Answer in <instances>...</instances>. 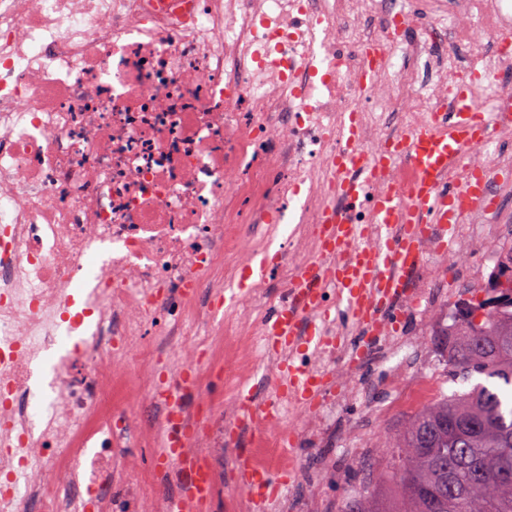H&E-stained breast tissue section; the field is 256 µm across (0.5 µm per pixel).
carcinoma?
Segmentation results:
<instances>
[{"instance_id": "cac0c4a2", "label": "carcinoma", "mask_w": 512, "mask_h": 512, "mask_svg": "<svg viewBox=\"0 0 512 512\" xmlns=\"http://www.w3.org/2000/svg\"><path fill=\"white\" fill-rule=\"evenodd\" d=\"M489 286L512 289V260ZM447 337L448 381H491L454 390L377 444L389 457L402 512H512V309L475 307L440 332ZM342 512H388L367 486Z\"/></svg>"}]
</instances>
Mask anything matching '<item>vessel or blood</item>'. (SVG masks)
Wrapping results in <instances>:
<instances>
[{
  "label": "vessel or blood",
  "mask_w": 512,
  "mask_h": 512,
  "mask_svg": "<svg viewBox=\"0 0 512 512\" xmlns=\"http://www.w3.org/2000/svg\"><path fill=\"white\" fill-rule=\"evenodd\" d=\"M479 72H471L468 80L457 83L448 100L450 111L434 112L429 130L415 135L403 148L415 179L407 191L386 190L366 196L364 188L352 175L353 158L346 157L336 165V188L348 202L366 201L371 222L381 225L383 234L370 240L366 226L351 223L344 210L330 211L326 223L336 245L335 265L310 266L298 288L292 289L294 301L278 309L266 323V344L276 346L299 336L301 313L308 306L319 279L330 281L336 290V308L349 322L372 330L384 316L391 300L397 295L407 273L419 262L422 243L427 233L440 230L446 247H453L455 237L449 230L459 195H467L474 207H481L483 191L498 180L490 168L477 169L466 184L448 187V160L462 156L467 145L488 139L499 126L512 124V94L500 97L490 109L473 104L469 87L482 81ZM288 382L293 393L302 401H311L315 387L304 367L289 361ZM276 422L274 408L261 405L252 390L238 393L239 424L254 423L258 416ZM162 466H176L187 475L181 498L172 499L168 512H182V498L193 499L196 512H209L212 491L209 487L210 467L204 458H188L173 449L160 451ZM238 486L251 489L270 500L283 485L280 475L253 467L250 456L243 455L237 465Z\"/></svg>",
  "instance_id": "obj_1"
}]
</instances>
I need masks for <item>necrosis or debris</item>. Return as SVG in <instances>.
Returning a JSON list of instances; mask_svg holds the SVG:
<instances>
[{
  "label": "necrosis or debris",
  "mask_w": 512,
  "mask_h": 512,
  "mask_svg": "<svg viewBox=\"0 0 512 512\" xmlns=\"http://www.w3.org/2000/svg\"><path fill=\"white\" fill-rule=\"evenodd\" d=\"M440 2L443 41L408 0H0V512H161L142 486L163 472L114 458L150 445L113 396L130 376L173 447L223 449L237 397L211 405L198 358L209 351L232 380L260 360L278 372V355L253 353L265 341L251 320L259 287L237 297L224 336L190 326L271 241L279 288L325 262L320 215L341 202L343 114L355 113L363 153L418 133L459 79L448 54L486 73L476 105L512 93V61L493 42L512 25V0ZM392 26L386 66L359 89L355 74ZM493 142L471 145L448 184L481 166L511 177L512 153ZM92 256L99 264L86 268ZM414 273L453 285L463 267L431 235ZM335 299L322 289L306 315L319 339L304 356L319 418L351 394L334 369L350 375L362 361L327 315ZM378 334L401 385L434 397L430 374L407 364L404 323ZM52 353L53 394L33 404L30 365ZM188 374L213 415L205 441L186 446L178 435L194 414L170 413L162 398ZM282 439V425L262 427L257 467L314 486Z\"/></svg>",
  "instance_id": "1"
}]
</instances>
